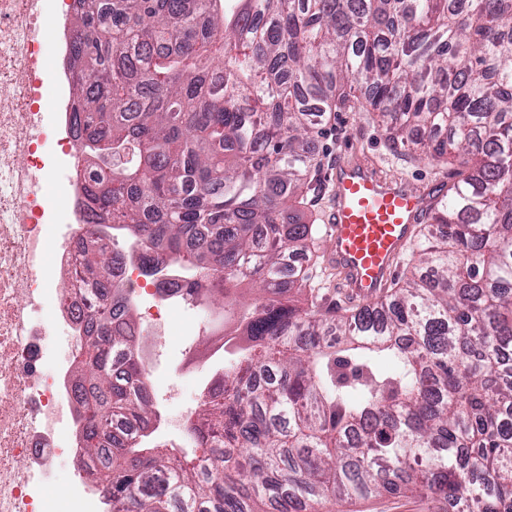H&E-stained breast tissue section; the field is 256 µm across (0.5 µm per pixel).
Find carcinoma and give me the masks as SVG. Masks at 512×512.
Listing matches in <instances>:
<instances>
[{
	"instance_id": "cac0c4a2",
	"label": "carcinoma",
	"mask_w": 512,
	"mask_h": 512,
	"mask_svg": "<svg viewBox=\"0 0 512 512\" xmlns=\"http://www.w3.org/2000/svg\"><path fill=\"white\" fill-rule=\"evenodd\" d=\"M74 2L84 162L131 156L92 174L88 223L247 337L185 427L188 447L222 449L201 480L182 449L115 433L157 412L133 309L89 315L81 454L115 512H322L412 489L512 512V0ZM342 107L415 158L469 166L423 216L410 275L327 315L294 257L321 248L299 205ZM84 261L119 293L120 251L88 237Z\"/></svg>"
}]
</instances>
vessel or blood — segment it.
I'll return each mask as SVG.
<instances>
[{"label":"vessel or blood","mask_w":512,"mask_h":512,"mask_svg":"<svg viewBox=\"0 0 512 512\" xmlns=\"http://www.w3.org/2000/svg\"><path fill=\"white\" fill-rule=\"evenodd\" d=\"M329 206L320 231L324 263L342 294L364 305L390 287L428 205L425 187L387 178L354 146L344 148L328 173Z\"/></svg>","instance_id":"1"}]
</instances>
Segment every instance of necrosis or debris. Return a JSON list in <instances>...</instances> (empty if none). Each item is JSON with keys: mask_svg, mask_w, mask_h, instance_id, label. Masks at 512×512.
I'll list each match as a JSON object with an SVG mask.
<instances>
[{"mask_svg": "<svg viewBox=\"0 0 512 512\" xmlns=\"http://www.w3.org/2000/svg\"><path fill=\"white\" fill-rule=\"evenodd\" d=\"M74 0H0V89L13 91L0 103V512H55L46 494L57 465L78 455L85 421L73 367L80 343L91 332L90 300L81 279L80 232L87 219L83 186L88 178L77 159L68 73L48 77L38 40L56 30L66 49ZM55 87L45 99V82ZM67 169L65 207L55 213L39 186L52 161ZM112 283L129 299L137 333L164 336L168 315L186 306L181 278L160 283L125 263ZM53 304L55 328L68 340L66 354L50 357V329L35 320ZM67 512H111L112 497L96 468L73 471Z\"/></svg>", "mask_w": 512, "mask_h": 512, "instance_id": "obj_1", "label": "necrosis or debris"}]
</instances>
